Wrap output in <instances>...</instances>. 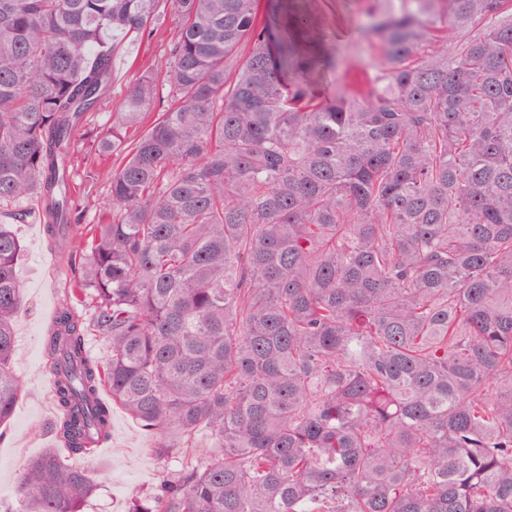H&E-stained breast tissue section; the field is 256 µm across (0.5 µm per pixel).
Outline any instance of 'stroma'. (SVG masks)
I'll return each instance as SVG.
<instances>
[{
  "label": "stroma",
  "instance_id": "obj_1",
  "mask_svg": "<svg viewBox=\"0 0 512 512\" xmlns=\"http://www.w3.org/2000/svg\"><path fill=\"white\" fill-rule=\"evenodd\" d=\"M305 4L317 13L325 29L343 32L336 49L344 62L326 74L325 84L360 94L374 73L378 52L369 45L355 50L351 43L375 0H305ZM176 31V21L169 16L151 36L125 44L111 99L93 114L87 131L78 135L72 145L73 181L82 187L76 200L81 223H97L109 204L105 184L91 188L83 185L87 171L102 165L93 145L95 135L111 125L116 112L122 111L126 88L140 76L142 67L163 64ZM0 224L11 225L22 244L17 275L23 303L15 327L13 355L20 391L11 420L0 429V500L10 503L16 497L20 466L54 444L51 423L56 407L45 366V336L50 315L57 308L72 270L49 249L36 216L22 217L10 210L0 211ZM156 446V436L144 430L124 410L114 408L111 436L102 449L91 458L64 459L68 466L88 470L98 483L84 512H129L133 494L157 488L164 475L177 470L180 459L158 457Z\"/></svg>",
  "mask_w": 512,
  "mask_h": 512
}]
</instances>
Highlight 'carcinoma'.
I'll list each match as a JSON object with an SVG mask.
<instances>
[{"label":"carcinoma","instance_id":"cac0c4a2","mask_svg":"<svg viewBox=\"0 0 512 512\" xmlns=\"http://www.w3.org/2000/svg\"><path fill=\"white\" fill-rule=\"evenodd\" d=\"M163 3L166 60L95 144L112 209L77 224L74 137ZM360 32L354 98L315 90L336 56L291 0H0V207L33 203L73 271L56 447L0 512H82L62 454L93 457L115 405L187 457L130 512H512V0H381ZM20 251L0 224V428Z\"/></svg>","mask_w":512,"mask_h":512}]
</instances>
